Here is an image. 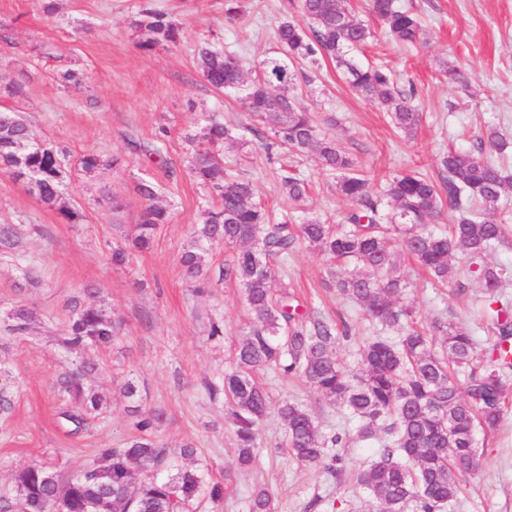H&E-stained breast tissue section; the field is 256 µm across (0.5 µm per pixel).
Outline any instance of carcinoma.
<instances>
[{"mask_svg":"<svg viewBox=\"0 0 512 512\" xmlns=\"http://www.w3.org/2000/svg\"><path fill=\"white\" fill-rule=\"evenodd\" d=\"M298 10L308 21L304 27L292 21L278 29V55L261 61L260 72L246 77L241 60L206 42L200 43L196 64L206 83L217 90L244 93L251 116L272 126L276 146L284 153L314 149L320 166L335 179L336 192L354 205L347 225L307 220L294 227L276 223L256 201L252 181L231 176L224 168L218 146L234 139V128L212 120L197 134L186 136L191 150L189 170L204 187L216 193L217 204L207 211L204 224L195 230V249L185 251L180 262L186 272L212 285L203 273V244L223 241L236 248L233 259L219 277L243 286L253 322L235 347L234 371L224 374L223 386H209V394H224L225 417L236 436L237 464L248 468L257 448V427L268 416L271 399L255 374L272 369L288 377L303 376L328 404L343 407L359 421L357 438L379 442L371 462L355 479L377 501L379 512H449L457 500L463 479L478 465L476 429L493 428L501 420L507 395L512 390V307L490 308V328L495 336L491 358L476 364L478 342L472 331L454 323L433 321L431 328L414 326L412 310L398 305L409 282L401 272L400 255L410 256L435 280L448 282V270L456 253L479 256L509 243L512 225L493 222L471 210L472 204L497 211L512 193V169L478 154L450 149L439 159L444 172L436 182L418 172L397 175L376 191L359 173L336 140L323 137L308 113L294 104L296 63L326 56L344 69L350 85L360 94L378 100L399 130L412 136L420 122L411 99L397 86L391 71L363 66L350 57L372 38L370 29L356 18L349 0H299ZM370 10L388 33L403 45L417 43L423 34L419 17L396 5V0H371ZM135 21L136 46L150 53L178 41L181 26L166 14L144 7ZM32 137L15 109L0 108V155L7 146ZM124 162L120 154L108 159L96 153L82 155L78 167L86 175L103 166ZM28 164L39 172L38 201L57 211L69 224H79L83 214L66 201L61 153L48 146L31 154ZM280 186L299 202L308 195V181L286 169ZM145 205L141 222L127 243L112 249V264L129 263L131 251L149 248L167 211L157 204L154 185L138 184ZM450 213L455 223L435 232L428 225ZM304 241L330 260L354 262L361 271L342 268L329 271L336 292L357 303L366 319L380 329H396V341L371 337L359 350L360 370L350 372L339 358L351 339L350 325L329 319L305 320L288 303V293L278 288L270 261L290 254ZM479 276L491 303H496L503 279L501 272L483 267ZM33 314L23 306L12 313L13 332H24ZM111 317L92 306L74 313L66 329L65 343L73 348L87 344L108 345L116 335ZM441 351H435V346ZM87 362L69 372L60 392L78 405L62 412L73 432H81L85 411L101 407L103 397L84 392V378L94 370ZM466 374L464 386L456 375ZM277 415L287 427L285 448L302 466L330 476L343 472L342 458L331 449L350 442L339 433L323 435L311 415L299 404L285 401ZM161 415L142 418L137 434L119 448L101 450L93 466L68 479L46 478L48 467L31 464L14 476L16 497L23 512H51L58 491H63L65 512H85L92 496L112 492V512H190L202 493L213 502L224 499V484L208 481L198 469H177L163 476H149L144 467L169 468L166 449L153 437ZM249 512H278L273 493L256 486Z\"/></svg>","mask_w":512,"mask_h":512,"instance_id":"cac0c4a2","label":"carcinoma"}]
</instances>
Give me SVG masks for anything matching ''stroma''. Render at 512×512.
<instances>
[{"mask_svg": "<svg viewBox=\"0 0 512 512\" xmlns=\"http://www.w3.org/2000/svg\"><path fill=\"white\" fill-rule=\"evenodd\" d=\"M414 8L424 30L422 44L393 41L368 11L366 0H350L354 14L375 34L357 53L359 62L389 68L421 114L413 137L391 123L378 101L357 94L335 62L318 59L297 68L296 100L319 129L336 140L357 168L373 182L415 169L440 179V156L448 148L482 151L481 138L498 129L512 139V0H397ZM54 15L43 0H0V84H24V98L13 100L34 136L67 155L65 194L82 209L80 224L65 223L25 187L0 172V224L13 225L19 246L0 251V390L10 403L0 410V503L15 501L13 476L37 462L62 476L90 466L104 448L120 446L140 418L158 413L156 437L179 466L201 467L225 486L223 500L199 497L196 512H248L258 485L270 488L278 512H375L376 502L353 475L375 451L374 442L343 448L344 474L335 479L298 465L284 448L286 429L277 414L258 427L256 459L247 469L236 464L235 435L224 418L223 396L208 385L222 384L235 367L234 349L252 315L242 286L219 280L232 257L223 244L207 246L206 266L214 281L198 289L185 275L180 257L195 240L214 194L189 174L186 134L207 119L232 124L237 143L225 144L231 169L251 180L257 197L278 219L300 224L310 218L344 223L351 202L337 194L314 152L294 156L310 183L305 201L294 202L277 183V158L260 147L271 130L254 120L241 96L209 86L194 60L204 39L237 54L248 70L278 49L277 30L286 20L300 21L298 0H241L242 13L224 16V0H150L181 26L176 44L141 52L132 22L136 0H55ZM458 67L466 84L443 73ZM69 68L80 84L61 88L55 73ZM164 138V160H150L145 148ZM122 153L125 161L92 176L82 175L77 159L86 153ZM154 182L158 202L168 212L150 249L135 253L128 265L113 266V247L123 244L141 220L140 179ZM120 201L102 204L103 195ZM303 315L345 317L354 340L340 353L356 367L360 346L373 336L358 304L338 295L329 283V262L298 243L287 262H273ZM403 270L410 285L403 297L423 324L444 317L472 329L486 341L480 310L483 284L466 253H459L444 288L433 286L412 261ZM103 310L120 323L110 345L68 348L65 328L70 302ZM33 313L28 330L6 329L17 306ZM224 325L211 336L212 323ZM96 371L86 379L89 391L104 399L83 432L74 434L59 412L66 401L59 387L65 373L83 359ZM272 403H298L322 434L354 436L357 421L327 404L304 377L274 371L257 373ZM134 385L126 396V385ZM479 467L466 477L453 512H512V395L493 430H478ZM196 453L186 457L185 445Z\"/></svg>", "mask_w": 512, "mask_h": 512, "instance_id": "obj_1", "label": "stroma"}]
</instances>
